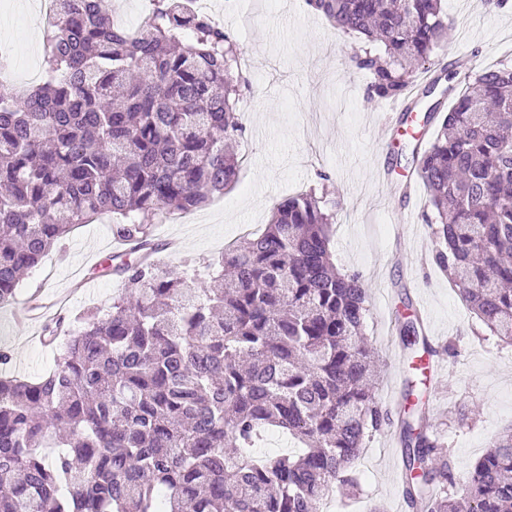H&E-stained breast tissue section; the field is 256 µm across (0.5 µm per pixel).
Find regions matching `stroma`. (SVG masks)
Returning <instances> with one entry per match:
<instances>
[{"label": "stroma", "mask_w": 512, "mask_h": 512, "mask_svg": "<svg viewBox=\"0 0 512 512\" xmlns=\"http://www.w3.org/2000/svg\"><path fill=\"white\" fill-rule=\"evenodd\" d=\"M23 0H0L1 28L15 60L9 89L24 87L43 67L21 9ZM456 19L444 62L467 60L478 70L512 64V16L501 17L484 0H447ZM211 13L236 40L244 62L237 112L244 131L235 148L243 159L236 183L224 194L187 214L174 213L152 226L154 242L178 240L164 251L170 266L206 276L226 244L261 231L272 208L312 190L334 205L339 219L331 232L338 269L357 274L367 289L366 335L378 359L377 395L414 383L454 461L453 492H463L475 462L491 441L512 428V345L493 336L432 261L435 241L422 219L424 188L415 197L384 198L376 181L384 169L394 185L411 178L408 161L422 113L403 118L387 103L367 97L366 75L351 63L358 47L305 0H211ZM328 173L320 180L318 171ZM120 245L108 221L84 224L62 238L23 278L19 297L40 296L70 319L105 310L121 291L116 276ZM425 303L431 343L446 367L436 384H425L408 354L391 345L398 325ZM10 369L34 380L54 366L55 350L41 340V325L8 321ZM399 414L366 439L356 464L359 488L348 496L334 490L332 512H369L382 504L396 512L401 498L393 474L387 435L398 432Z\"/></svg>", "instance_id": "stroma-1"}]
</instances>
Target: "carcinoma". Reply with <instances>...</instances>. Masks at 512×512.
I'll list each match as a JSON object with an SVG mask.
<instances>
[{"mask_svg":"<svg viewBox=\"0 0 512 512\" xmlns=\"http://www.w3.org/2000/svg\"><path fill=\"white\" fill-rule=\"evenodd\" d=\"M191 4L157 0L131 38L112 0H54L44 77L0 94V309L78 224L110 215L143 251L113 270L124 292L81 319L49 373H0V512H320L389 420L370 384L366 289L333 263L336 213L315 192L225 248L204 288L153 258L157 216L201 208L239 172L236 42ZM307 4L364 39L351 61L369 98L412 112L456 81L412 148L422 218L434 264L512 343V67L452 63L419 87L454 25L446 0ZM398 332L413 357L432 352L414 320ZM428 427L424 409L401 419L408 507L512 512V430L454 499L450 451ZM270 428L299 450L255 453Z\"/></svg>","mask_w":512,"mask_h":512,"instance_id":"obj_1","label":"carcinoma"}]
</instances>
